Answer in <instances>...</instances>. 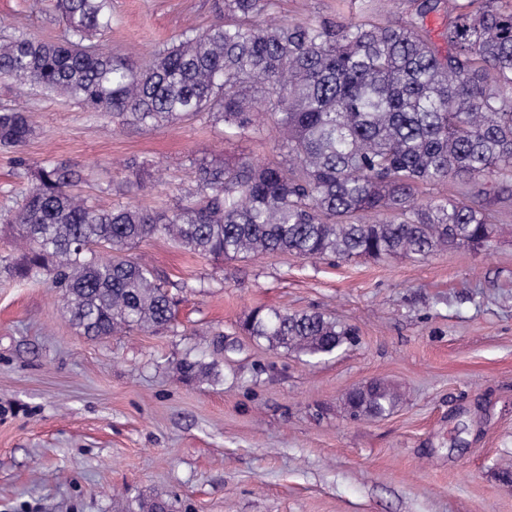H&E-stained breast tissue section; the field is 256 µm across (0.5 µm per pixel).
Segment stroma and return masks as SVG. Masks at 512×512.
<instances>
[{
    "label": "stroma",
    "instance_id": "35a3bbf8",
    "mask_svg": "<svg viewBox=\"0 0 512 512\" xmlns=\"http://www.w3.org/2000/svg\"><path fill=\"white\" fill-rule=\"evenodd\" d=\"M410 19L412 0H273L289 24ZM224 17V0H112V54L135 63L183 31ZM59 41L55 0H0V36ZM276 96L264 121L225 135L206 112L155 128L120 125L32 86L0 82V104L27 110L21 153L0 148V212L29 184L17 156L69 164L108 209L173 207L200 159H278ZM489 248L428 258L214 259L162 237L128 254L181 303L172 328L87 338L48 278H0V512H126L159 495L173 512H512V194L487 197ZM321 311L360 330L319 362L240 333L256 308ZM236 343L215 382L177 365L202 334ZM381 379L402 395L380 419H350L343 397Z\"/></svg>",
    "mask_w": 512,
    "mask_h": 512
}]
</instances>
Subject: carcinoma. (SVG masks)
Wrapping results in <instances>:
<instances>
[{"label":"carcinoma","instance_id":"obj_1","mask_svg":"<svg viewBox=\"0 0 512 512\" xmlns=\"http://www.w3.org/2000/svg\"><path fill=\"white\" fill-rule=\"evenodd\" d=\"M408 21L326 24L265 19L270 0H224V20L183 32L137 65L89 39L112 28L110 0H58L68 23L61 42L20 32L0 42V80L70 98L95 112L153 127L209 112L243 135L255 127L247 92L277 94L279 154L289 164H200L197 189L174 209L104 210L73 191L69 165L43 161L22 200L0 214L28 247L0 274L47 275L68 321L94 339L171 327L176 297L154 270L124 252L148 237L170 239L204 256L245 258L292 252L307 259L425 258L448 245L487 237L495 216L479 201L423 190L484 181L512 182V4L464 0L448 24V52L425 30L444 0H413ZM32 133L30 116L0 108V147L17 150ZM112 255L102 258L95 247ZM242 329L271 348L321 360L358 343L355 327L320 311L256 309ZM214 358L187 356L189 379L218 380ZM401 395L375 380L348 391L347 415L383 418ZM135 512H172L163 498Z\"/></svg>","mask_w":512,"mask_h":512}]
</instances>
